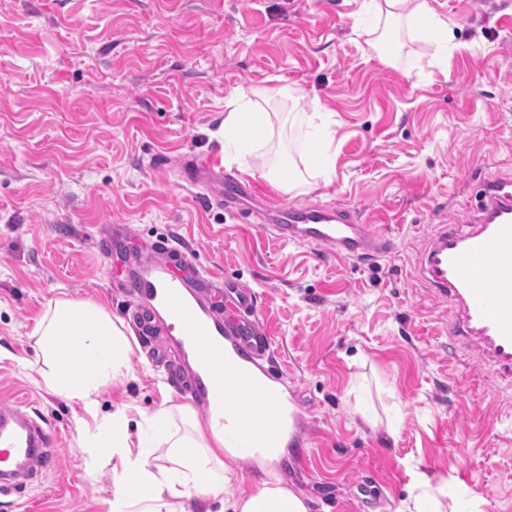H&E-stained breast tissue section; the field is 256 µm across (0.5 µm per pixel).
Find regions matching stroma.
<instances>
[{
	"label": "stroma",
	"instance_id": "35a3bbf8",
	"mask_svg": "<svg viewBox=\"0 0 512 512\" xmlns=\"http://www.w3.org/2000/svg\"><path fill=\"white\" fill-rule=\"evenodd\" d=\"M447 48L399 27L391 58L353 33L361 0H0V403L26 405L59 442L0 512H105L109 472L89 473L94 416L40 382L32 333L51 302L117 316L152 244L191 249L254 299L272 367L306 425L305 468L271 461L310 512H400L416 472L474 512H512V376L449 335L454 309L417 279L437 225L465 224L486 179L512 177V0H426ZM283 86L313 127L275 124L252 164L306 186L297 206L345 204L391 239L360 262L274 239L207 207L155 153L224 159L217 129L237 91ZM331 137L322 174L310 150ZM132 370L96 394L129 417L192 398L132 340ZM375 410V424L360 408Z\"/></svg>",
	"mask_w": 512,
	"mask_h": 512
}]
</instances>
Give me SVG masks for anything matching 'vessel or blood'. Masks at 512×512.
I'll return each mask as SVG.
<instances>
[{
	"label": "vessel or blood",
	"instance_id": "vessel-or-blood-1",
	"mask_svg": "<svg viewBox=\"0 0 512 512\" xmlns=\"http://www.w3.org/2000/svg\"><path fill=\"white\" fill-rule=\"evenodd\" d=\"M180 180L205 187L227 211L255 215L279 239L325 246L339 259H368L391 245L355 209L288 204L257 183L225 179L203 155L184 158ZM419 271L424 287L454 306L456 333L471 340L482 359L512 372V178L484 182L470 225H441ZM134 289L140 303L131 317L139 333L150 334L163 320L176 329L174 343L192 363V394L206 424L229 426L227 447L245 457L278 454L283 435L298 429L300 417L280 375L263 366L271 339L251 318L252 295L217 276L202 291L165 272L136 279ZM218 292L233 297V319L214 311L210 296ZM55 445L28 411L1 406L0 496L25 489L49 464Z\"/></svg>",
	"mask_w": 512,
	"mask_h": 512
}]
</instances>
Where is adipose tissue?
<instances>
[{
    "instance_id": "obj_1",
    "label": "adipose tissue",
    "mask_w": 512,
    "mask_h": 512,
    "mask_svg": "<svg viewBox=\"0 0 512 512\" xmlns=\"http://www.w3.org/2000/svg\"><path fill=\"white\" fill-rule=\"evenodd\" d=\"M406 17L422 37L447 44L449 24L431 13L424 0H362L359 23L375 28L380 19ZM284 87L232 95L225 102L224 129L235 140L224 158L242 171L254 151L257 132L271 128L264 105L287 96ZM37 374L43 386L97 413L99 388L132 368L133 352L123 320L94 301L56 300L36 326ZM187 405L163 407L130 426L124 408L99 419L82 448L90 472L112 470L107 512H185L186 500L219 504L222 512H310L306 498L288 488L274 471H264L256 492L227 497L231 481L245 480L238 449L224 445V434L179 432L175 418H190Z\"/></svg>"
}]
</instances>
